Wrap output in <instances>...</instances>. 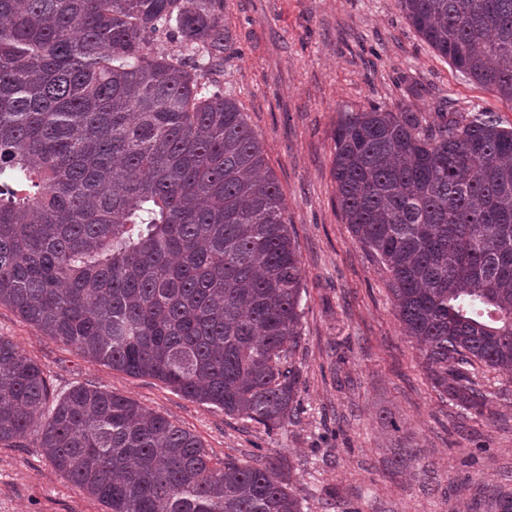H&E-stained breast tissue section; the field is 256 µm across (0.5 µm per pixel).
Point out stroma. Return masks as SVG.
<instances>
[{
  "label": "stroma",
  "instance_id": "stroma-1",
  "mask_svg": "<svg viewBox=\"0 0 512 512\" xmlns=\"http://www.w3.org/2000/svg\"><path fill=\"white\" fill-rule=\"evenodd\" d=\"M231 48L208 90L232 94L286 202L303 269L297 421L268 432L214 405L134 378L44 336L0 305V336L53 389L90 383L135 399L195 435L216 458H285L303 512H487L512 496V373L475 371L490 418L441 397L393 306L391 276L353 236L336 197L340 111L376 104L436 125L441 99L480 106L512 128V103L457 71L399 0H223ZM0 512H106L57 472L28 435L0 446Z\"/></svg>",
  "mask_w": 512,
  "mask_h": 512
}]
</instances>
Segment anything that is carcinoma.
<instances>
[{"mask_svg": "<svg viewBox=\"0 0 512 512\" xmlns=\"http://www.w3.org/2000/svg\"><path fill=\"white\" fill-rule=\"evenodd\" d=\"M222 0H0V304L44 335L272 432L301 414L302 267L236 100L198 72L230 49ZM416 32L512 103V0H399ZM177 35V54L157 52ZM345 223L392 276L430 377L512 371V129L474 107L435 129L339 113ZM38 447L108 512H302L280 457L213 458L172 420L90 384L55 393L0 336V445Z\"/></svg>", "mask_w": 512, "mask_h": 512, "instance_id": "1", "label": "carcinoma"}]
</instances>
